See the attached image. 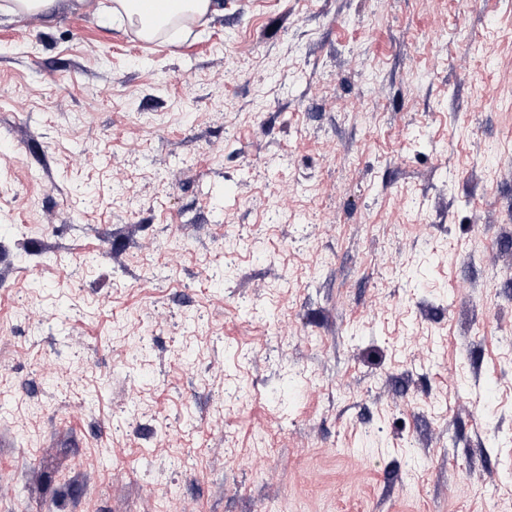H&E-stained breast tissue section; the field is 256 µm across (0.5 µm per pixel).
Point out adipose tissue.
Here are the masks:
<instances>
[{
  "label": "adipose tissue",
  "instance_id": "adipose-tissue-1",
  "mask_svg": "<svg viewBox=\"0 0 512 512\" xmlns=\"http://www.w3.org/2000/svg\"><path fill=\"white\" fill-rule=\"evenodd\" d=\"M221 0H112L113 18L137 27L142 38L152 39L190 16L201 20L222 15Z\"/></svg>",
  "mask_w": 512,
  "mask_h": 512
}]
</instances>
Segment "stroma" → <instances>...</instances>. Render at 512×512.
<instances>
[{"label":"stroma","instance_id":"35a3bbf8","mask_svg":"<svg viewBox=\"0 0 512 512\" xmlns=\"http://www.w3.org/2000/svg\"><path fill=\"white\" fill-rule=\"evenodd\" d=\"M108 4L0 13V512H512V0ZM222 0H113L108 13L113 20L127 21L137 27L138 34L144 39H152L159 33L173 27L176 20L182 16H192L194 19L213 18L224 13ZM167 3L177 4L176 8L168 15L159 14L160 8ZM147 9L152 11L147 14Z\"/></svg>","mask_w":512,"mask_h":512}]
</instances>
